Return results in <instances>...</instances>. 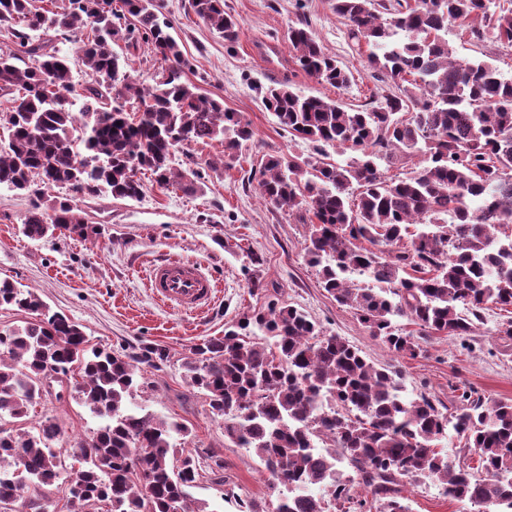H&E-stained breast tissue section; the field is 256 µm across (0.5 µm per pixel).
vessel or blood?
<instances>
[{
    "mask_svg": "<svg viewBox=\"0 0 512 512\" xmlns=\"http://www.w3.org/2000/svg\"><path fill=\"white\" fill-rule=\"evenodd\" d=\"M149 286L160 301L185 312L207 308L215 293L212 278L199 266L171 259L151 265Z\"/></svg>",
    "mask_w": 512,
    "mask_h": 512,
    "instance_id": "vessel-or-blood-1",
    "label": "vessel or blood"
}]
</instances>
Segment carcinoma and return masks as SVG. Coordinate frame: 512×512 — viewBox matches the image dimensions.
I'll use <instances>...</instances> for the list:
<instances>
[{
    "mask_svg": "<svg viewBox=\"0 0 512 512\" xmlns=\"http://www.w3.org/2000/svg\"><path fill=\"white\" fill-rule=\"evenodd\" d=\"M0 0V186L25 195L22 234L88 237L77 201L110 194L137 200L142 176L163 189L196 190L197 172L176 167L192 144H224L236 160L253 139L241 113L191 82L192 69L157 0H67L58 10ZM195 15L237 42L240 21L224 0H191ZM348 36L393 91L377 106L347 109L281 84L262 101L293 138L314 152L269 155L260 197L296 210L311 226L305 255L325 290L398 355H414L415 334L467 336L492 305L512 309V79L483 59L460 58L448 30L492 37L512 48V9L498 0H334ZM151 46L161 70L142 86L113 45ZM78 44L70 55L59 47ZM292 59L338 89L351 75L304 23L288 28ZM88 79L73 82V70ZM336 147L354 155L327 162ZM414 162L403 178L378 161ZM29 314L0 329V512L29 489L39 496L67 474V512H206L191 489L198 457L173 435L188 427L128 407L141 385L140 361L96 347L81 325L51 311L33 290L0 281V308ZM258 328V336L253 328ZM184 380L205 392L224 438L254 451L275 512H411L406 483L430 479L448 498L512 512V403L463 391L445 415L425 396L410 398L396 373L367 360L292 306L243 317L191 348ZM104 420L87 445L55 449L50 418L28 427L51 375ZM453 431L478 453L477 476L448 462L436 441ZM77 458L78 468L66 464ZM370 498L356 500L353 486Z\"/></svg>",
    "mask_w": 512,
    "mask_h": 512,
    "instance_id": "carcinoma-1",
    "label": "carcinoma"
}]
</instances>
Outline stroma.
<instances>
[{"instance_id": "1", "label": "stroma", "mask_w": 512, "mask_h": 512, "mask_svg": "<svg viewBox=\"0 0 512 512\" xmlns=\"http://www.w3.org/2000/svg\"><path fill=\"white\" fill-rule=\"evenodd\" d=\"M160 17L193 64L188 77L203 93L222 98L225 108L249 122L253 140L244 143L232 166L214 142L177 152V164L195 160L198 189L184 192L146 182L141 200L104 194L79 203L96 232L87 239L57 236L34 241L20 228L30 208L25 196L0 187V281L34 289L52 310L79 323L93 345L138 355L152 347L166 353L158 366H144L136 403L145 411L185 424L186 446L204 463L224 467L205 474L191 494L210 512H241L251 501L274 512L277 493L259 458L224 439L223 421L213 418L203 392L181 376L179 364L192 345L220 336L227 323L268 305L288 304L359 348L374 364L396 371L409 395L428 396L443 413L453 412L463 390L512 403V336L501 333L512 314L485 310L467 336L434 335L419 341L416 355H397L371 335L352 310L324 290L304 246L310 235L294 212L265 203L250 182L264 155L309 154L312 145L288 136L262 105L263 91L288 82L303 95L333 99L350 108L381 102L391 87L372 77L348 37L332 0H224L241 22L239 38L227 46L205 25L191 0H159ZM307 20L326 53L350 70L347 90L318 83L289 57L286 34ZM178 258L199 264L218 285L214 305L181 312L158 302L146 286L149 266ZM61 428L59 444L88 440L101 421L70 397L37 408ZM412 512H463L433 481L406 485Z\"/></svg>"}]
</instances>
